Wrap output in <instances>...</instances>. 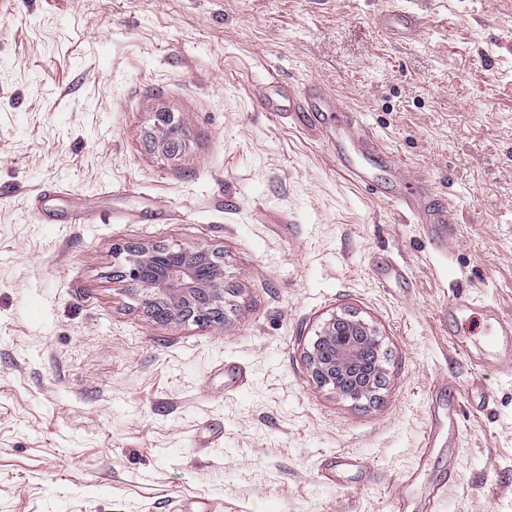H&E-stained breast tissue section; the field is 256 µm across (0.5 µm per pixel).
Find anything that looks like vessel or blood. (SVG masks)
<instances>
[{"mask_svg": "<svg viewBox=\"0 0 512 512\" xmlns=\"http://www.w3.org/2000/svg\"><path fill=\"white\" fill-rule=\"evenodd\" d=\"M379 25L390 39L410 42L419 30L420 17L402 0H391L390 7L379 18ZM262 102L270 112L289 109L304 127L320 133L331 143L337 165L354 183L387 195L417 223L431 225L437 246L447 247L451 224L447 209L431 201L426 184L407 178L397 162L360 128L355 116L341 107L337 99L313 86L300 100L282 85L276 93L263 94Z\"/></svg>", "mask_w": 512, "mask_h": 512, "instance_id": "obj_1", "label": "vessel or blood"}]
</instances>
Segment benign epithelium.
<instances>
[{"instance_id": "obj_1", "label": "benign epithelium", "mask_w": 512, "mask_h": 512, "mask_svg": "<svg viewBox=\"0 0 512 512\" xmlns=\"http://www.w3.org/2000/svg\"><path fill=\"white\" fill-rule=\"evenodd\" d=\"M148 148L175 158L185 148V133L172 112L155 113L145 137ZM121 274L142 295L149 311L160 308V322L211 324V315L224 308L223 257L205 245L115 247ZM376 330L351 314L325 321L307 358L313 382L353 400L368 397L382 378L380 361L366 363L368 352L379 353Z\"/></svg>"}]
</instances>
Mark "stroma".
I'll return each mask as SVG.
<instances>
[{"label":"stroma","mask_w":512,"mask_h":512,"mask_svg":"<svg viewBox=\"0 0 512 512\" xmlns=\"http://www.w3.org/2000/svg\"><path fill=\"white\" fill-rule=\"evenodd\" d=\"M407 2L401 44L389 0H0V512H395L409 475V512L435 482V512H512V376L482 357L512 319V0ZM276 83L429 181L447 248L265 111ZM162 111L176 159L142 141ZM118 244L221 253L223 326L153 321ZM347 311L382 339L371 404L311 378ZM339 451L377 480L322 482ZM401 2L404 1H390V7L379 17V25L390 39L411 42L419 30L420 17Z\"/></svg>","instance_id":"35a3bbf8"}]
</instances>
